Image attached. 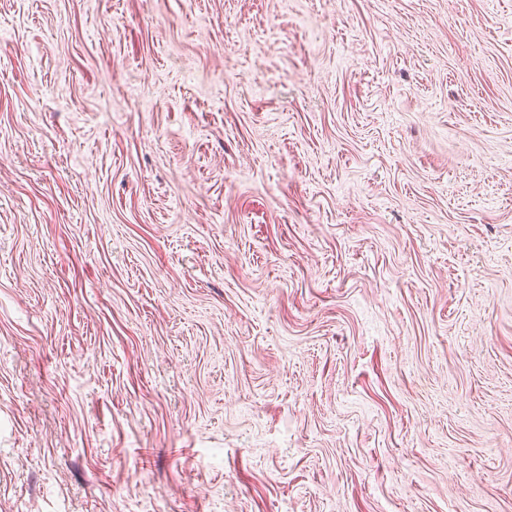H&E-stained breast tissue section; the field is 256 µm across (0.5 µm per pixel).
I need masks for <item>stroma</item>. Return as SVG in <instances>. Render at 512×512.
I'll use <instances>...</instances> for the list:
<instances>
[{
	"label": "stroma",
	"instance_id": "stroma-1",
	"mask_svg": "<svg viewBox=\"0 0 512 512\" xmlns=\"http://www.w3.org/2000/svg\"><path fill=\"white\" fill-rule=\"evenodd\" d=\"M0 512H512V0H0Z\"/></svg>",
	"mask_w": 512,
	"mask_h": 512
}]
</instances>
